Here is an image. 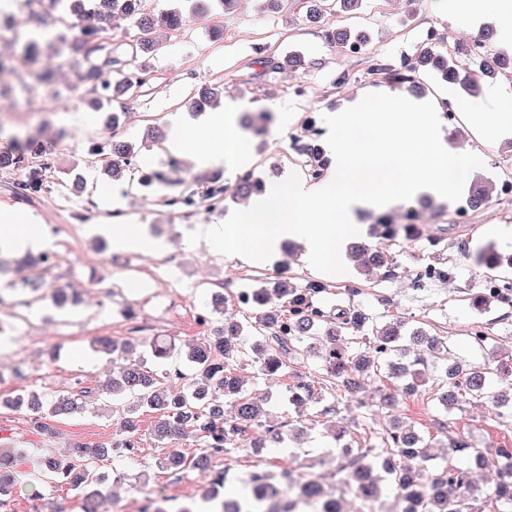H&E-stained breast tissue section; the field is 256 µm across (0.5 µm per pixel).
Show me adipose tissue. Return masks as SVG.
<instances>
[{
	"instance_id": "ef3b65f1",
	"label": "adipose tissue",
	"mask_w": 512,
	"mask_h": 512,
	"mask_svg": "<svg viewBox=\"0 0 512 512\" xmlns=\"http://www.w3.org/2000/svg\"><path fill=\"white\" fill-rule=\"evenodd\" d=\"M458 109L482 141H493L504 125V111L512 109V100L494 96L488 98L484 111H473L466 101H458ZM208 138L209 145L199 151L198 159L204 164H223L226 155H234L240 166H247L249 159L241 148L240 136L234 125L226 121L223 113H208L197 126L183 127L172 143L173 149L196 148L200 138Z\"/></svg>"
}]
</instances>
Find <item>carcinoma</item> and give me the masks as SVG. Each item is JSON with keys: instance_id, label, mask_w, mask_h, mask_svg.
<instances>
[{"instance_id": "cac0c4a2", "label": "carcinoma", "mask_w": 512, "mask_h": 512, "mask_svg": "<svg viewBox=\"0 0 512 512\" xmlns=\"http://www.w3.org/2000/svg\"><path fill=\"white\" fill-rule=\"evenodd\" d=\"M362 0H306L307 17L318 21L339 5L353 11ZM62 8L77 19L70 27L73 31L71 48L82 56L75 71L77 83L89 87L95 94L94 102H114L124 106L132 92L144 85L134 81L138 75L148 73L144 65L123 70L113 69L117 60L105 54L99 58L92 54L103 47L91 46L93 40L108 30L136 31V46L143 54L158 49L154 36L158 26L177 29L182 26L185 10L177 5L155 17L144 10L143 0H66ZM422 66H431L441 72L451 86L478 89L470 77V66L487 74L512 72V56L497 55L490 66L475 59L473 46L461 50L460 60L450 61L443 54L429 51L419 60ZM223 93V87L203 86L189 99L190 108L202 111L213 106ZM92 154L112 157L105 170L115 178H125L130 169L127 160L135 156V148L127 142H112L94 146ZM0 169L21 170L24 179L16 182V194L30 200L48 191L46 171L49 164L39 168L26 165L20 154L0 152ZM205 199L217 195L233 198L246 197L263 191L262 181L247 174L229 187L218 184L216 177H205ZM352 258L358 273L368 282L392 275L386 256L379 247L358 242L352 245ZM477 264L487 272L512 269V255L498 253L494 244L484 246L476 255ZM325 288L320 281H310L298 287L291 280L269 282L248 291L249 303L242 319H227L214 329L212 335L182 350L160 336H130L118 342L109 336L91 341L92 350L111 355H127L128 363L110 377L104 389L112 402L121 408L125 438L113 444H99L93 448L77 445L63 453H44L37 456V471L56 476L78 492L86 501L99 497L108 477L97 465L119 452L124 461H138L135 448L140 444L141 415L154 414L150 435L160 444L175 438L191 439L201 446L195 456H186L170 448L156 461L158 468L171 473L196 470L201 475L198 497L202 502L217 499L224 488V471L214 468L217 455L249 449L259 454L276 451L287 440L303 433V427L294 423L284 428L267 426L251 429V424L265 411L268 396L250 391L233 371L238 356L249 351L254 366L261 375H277L288 369V357L316 356L319 369L334 380L336 386L350 395L363 391L365 382L386 377L393 389L384 397L386 406H396L399 397L414 393L435 383L439 404L450 413L461 403L491 404L496 408H512V386L504 387L498 380L499 369L490 363L462 361L451 355L450 349L438 336L421 327L407 328L405 322L393 318L372 323L370 347L363 352L340 342L344 334L362 332L366 318L360 313L336 322L327 315L310 308L309 296ZM500 292H475L471 295V308L478 313L489 311L499 301ZM291 323L293 333L283 340L274 333L280 321ZM146 349L152 360L165 365L173 357L183 360L189 369L186 386L174 389L164 385L157 373L145 367L137 357L138 348ZM315 396L314 385L299 377L288 386V402L300 409ZM12 410L25 408L35 415V427L47 434L53 427L47 418L80 413L85 407V396H48L37 390H28L0 402ZM229 406L231 413L224 411ZM345 427L332 432L336 450L337 481L346 485L354 495L371 508L387 487L391 486L401 498L400 512H484L478 502L496 505L497 512H512V448L500 446L489 452L472 446L462 435L448 437V455L458 457L455 463L432 466L433 438L395 416L389 429L378 441L366 448L354 449L347 440ZM25 452L23 448L0 446V484L17 489L22 476L13 467L14 459ZM494 484L480 488L473 482L477 470L487 469L499 461ZM280 473L274 479L268 473H255L249 481V500L255 509L266 502L278 504L283 493ZM297 485L301 497L307 501H327L321 482L313 472L298 473ZM155 512H201L196 503L169 505V499L155 502Z\"/></svg>"}]
</instances>
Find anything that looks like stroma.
<instances>
[{
    "label": "stroma",
    "instance_id": "1",
    "mask_svg": "<svg viewBox=\"0 0 512 512\" xmlns=\"http://www.w3.org/2000/svg\"><path fill=\"white\" fill-rule=\"evenodd\" d=\"M450 5L451 0H363L360 9L339 10L313 24L305 17L302 0H281L278 10L268 12L259 0H238L231 12L211 11L209 25L199 24L197 14L190 12L180 28L158 30L159 50L154 54L138 52L132 36L102 34L101 43L113 55L124 61L138 59L151 71L150 83L119 109V120L113 123L93 106L90 91L73 84L77 62L64 24L54 26L59 35L55 54L31 59L25 46L41 30L40 16L18 8L15 0H0V58L7 62L0 71V151L25 153L30 166L46 167L49 185L42 196L24 200L15 192L13 173L0 170V206L40 224V249L55 254V264L45 275L47 286L81 298L73 313L61 316L50 301H36L26 292L7 294L0 305V330L6 335L0 344V395L25 389L92 392L83 413L53 419L51 435L38 432L27 411L0 408V441L23 449L15 465L26 477L0 512H81L79 498L68 486L43 476L32 479V454L121 439L122 416L97 389L123 360L91 354L88 347L97 336L126 338L129 323L122 313L126 307L146 315L163 305H175V313L161 327H148L147 333L174 340L183 349L201 340L194 314L211 303L213 294H223L225 317H238L239 307L225 282L254 287L284 275L302 285L319 278L326 289L316 302L328 315L357 311L372 321L398 317L444 339L455 356L472 362L504 361L512 355V301L495 304L482 315L469 306V296L484 275L475 261L478 247L491 242L503 253L512 252V196L501 193L502 182L512 180L511 125L495 144L485 145L464 122L442 123L450 148L472 151L485 163L472 176L486 187L489 207L470 211L467 221L457 219L460 203L428 191L386 209L395 225L388 234L376 213L358 211L360 239L381 244L394 270L392 276L373 284L359 282L352 266L342 275L319 273L309 265L305 248L292 239L282 241L264 262L226 256L202 242L189 244L190 231L222 223L232 210L245 209V201L228 196L219 210L201 206L176 215L160 196L149 197L128 190L125 182L112 181L103 171L104 159L87 151L93 141L122 140L136 146L143 170L174 171L188 180L208 173L234 185L242 175L236 161L205 168L191 156H173L164 143L178 127L200 120V113L188 106L195 90L220 85L224 97L219 107L232 112L249 150L250 171L272 185L300 164L291 136L303 143L311 138L324 143L325 116L355 105L364 95L391 89L415 100L447 96V84L435 70H420L412 85L400 82L396 74L428 49L454 58L458 44L477 38L483 25L494 19V0H480L477 16L464 23L453 22ZM342 27L366 34L362 52L344 53L331 44L329 32ZM288 54L303 56L304 66L275 73L263 64L266 58ZM44 69L54 71L53 83L40 80ZM299 84L304 92H296ZM260 112L270 113L272 120L258 135L252 122ZM151 127L162 132L163 142L147 140ZM115 223L144 229L157 243L155 252L114 250L109 230ZM433 263L451 269L452 278L416 289V275ZM164 266L170 276L157 278L158 268ZM104 287L111 288L112 296L102 307L97 300ZM478 328L491 336L486 346L471 338ZM298 375L317 382L323 394L322 402H309L300 415L282 400ZM388 386L385 378L369 383L368 405L359 407L323 378L317 359L302 356L290 359L284 376L258 379L259 392L272 398L264 423L303 418L302 446L272 454L239 450L226 455L225 498L242 497L251 472L298 469L307 456L320 459L317 471L329 478L336 462L327 454L330 439L320 416L322 408L336 406L338 421L348 425L352 440L361 447L389 426L378 406ZM398 413L439 442L444 438L441 424L448 421L478 447H512V416L474 403L445 413L428 386L405 396ZM151 422L150 415H143L139 460L124 468L121 481L103 489L98 512H139L145 493L180 502L195 496L196 472L175 475L156 467L163 450L150 434Z\"/></svg>",
    "mask_w": 512,
    "mask_h": 512
}]
</instances>
